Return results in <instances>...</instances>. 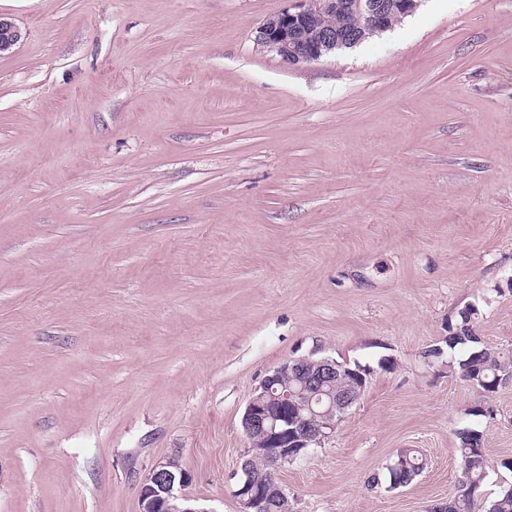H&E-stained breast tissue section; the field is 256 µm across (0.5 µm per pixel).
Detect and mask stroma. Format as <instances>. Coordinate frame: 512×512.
<instances>
[{
	"label": "stroma",
	"mask_w": 512,
	"mask_h": 512,
	"mask_svg": "<svg viewBox=\"0 0 512 512\" xmlns=\"http://www.w3.org/2000/svg\"><path fill=\"white\" fill-rule=\"evenodd\" d=\"M282 5L0 0V512H138L163 458L239 512L241 417L301 357L368 381L278 469L294 512H431L463 428L482 499L512 484V385L444 342L471 306L512 349V0H422L300 67L255 39ZM483 352L481 359L474 356ZM512 369V351L497 347L477 346L470 348L467 355L458 362V370L462 379L475 386L486 395L499 389L498 375ZM423 469L422 460L413 449H406L396 456L389 467V486L394 488L410 484Z\"/></svg>",
	"instance_id": "1"
}]
</instances>
